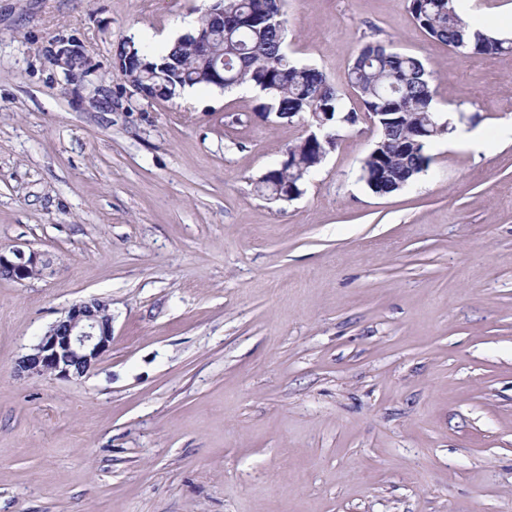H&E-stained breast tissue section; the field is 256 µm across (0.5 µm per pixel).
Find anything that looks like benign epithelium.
Here are the masks:
<instances>
[{
    "label": "benign epithelium",
    "mask_w": 512,
    "mask_h": 512,
    "mask_svg": "<svg viewBox=\"0 0 512 512\" xmlns=\"http://www.w3.org/2000/svg\"><path fill=\"white\" fill-rule=\"evenodd\" d=\"M203 16L207 17V22L196 27L193 41L205 52L212 42L213 31L232 23L234 13L224 0H212ZM48 54L52 63L60 67L71 82L79 74L85 77L94 71L91 60L74 40L53 42ZM48 265L49 260L39 251L0 249V270L7 269L20 283ZM112 342L110 304L99 298L81 301L73 304L49 327L30 353L17 360L13 373L17 377L49 375L61 379L80 378L112 350Z\"/></svg>",
    "instance_id": "obj_1"
}]
</instances>
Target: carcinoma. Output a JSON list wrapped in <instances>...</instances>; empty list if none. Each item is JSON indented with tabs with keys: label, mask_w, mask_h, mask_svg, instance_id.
<instances>
[{
	"label": "carcinoma",
	"mask_w": 512,
	"mask_h": 512,
	"mask_svg": "<svg viewBox=\"0 0 512 512\" xmlns=\"http://www.w3.org/2000/svg\"><path fill=\"white\" fill-rule=\"evenodd\" d=\"M235 23L224 33H213L209 56L200 55L189 37L175 40L172 48L145 59L163 67L152 83L156 98L169 101L186 88L213 86L208 72L224 67V89L248 85L263 92L260 111L273 112L276 119L315 122L314 113L333 112L336 120L325 127L330 136L343 124L356 122L357 114L346 109L342 89L330 83L323 72L300 65L284 51L285 23L282 0H232ZM416 24L431 38L473 54L512 51L511 39L486 36L471 31L456 12L454 0H409ZM274 15L278 24L266 16ZM347 85L357 94L367 112L385 120L378 137L376 154L366 156L360 179L379 196L390 195L408 185L429 165L426 147L453 132L439 127L433 113L432 74L418 58L399 53L390 45L365 41L347 71ZM293 162L288 175L271 170V175L255 185L263 197L270 189L286 190L297 182V171L313 169L320 144L297 141L289 146Z\"/></svg>",
	"instance_id": "carcinoma-1"
}]
</instances>
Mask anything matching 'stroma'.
Segmentation results:
<instances>
[{"label": "stroma", "instance_id": "35a3bbf8", "mask_svg": "<svg viewBox=\"0 0 512 512\" xmlns=\"http://www.w3.org/2000/svg\"><path fill=\"white\" fill-rule=\"evenodd\" d=\"M210 0H0V512H512V51L430 38L408 0H285L288 51L344 85L364 38L421 59L450 135L388 196L342 125L290 202L256 181L305 134L248 87L130 96ZM80 39L96 70L46 57ZM112 109L92 107L94 86ZM112 310L85 376L12 368L75 303ZM49 260L44 253L35 250L26 252L20 248L0 249V270L10 271L17 282H24L35 272L39 273L48 266Z\"/></svg>", "mask_w": 512, "mask_h": 512}]
</instances>
